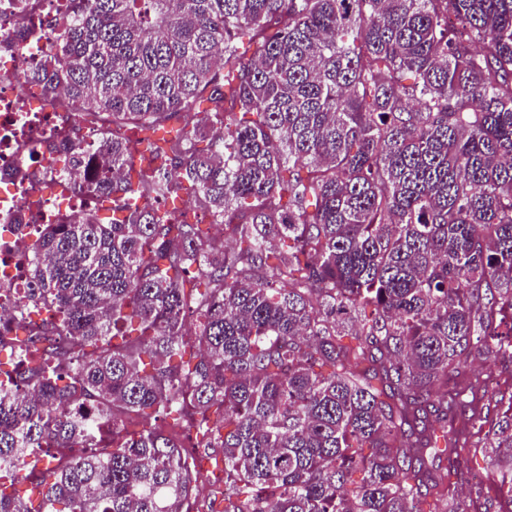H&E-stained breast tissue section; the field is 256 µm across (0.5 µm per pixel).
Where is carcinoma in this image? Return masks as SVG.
Listing matches in <instances>:
<instances>
[{
	"label": "carcinoma",
	"mask_w": 512,
	"mask_h": 512,
	"mask_svg": "<svg viewBox=\"0 0 512 512\" xmlns=\"http://www.w3.org/2000/svg\"><path fill=\"white\" fill-rule=\"evenodd\" d=\"M70 2L27 80L110 125L56 147L90 176L30 246L54 317L0 334V512H190L188 420L208 512H458L435 461L482 421L436 388L512 360V0ZM484 448L512 497V413Z\"/></svg>",
	"instance_id": "cac0c4a2"
}]
</instances>
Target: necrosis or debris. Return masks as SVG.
Returning a JSON list of instances; mask_svg holds the SVG:
<instances>
[{
    "mask_svg": "<svg viewBox=\"0 0 512 512\" xmlns=\"http://www.w3.org/2000/svg\"><path fill=\"white\" fill-rule=\"evenodd\" d=\"M67 8L66 0H37L44 23L31 36L17 25L10 0H0V33L11 46L0 52V285L11 290L10 297L0 296V311L12 316L25 288L24 255L35 231L82 206L76 177L63 173L49 150L61 134L79 129V116L64 111L59 99L32 108L25 81L29 69L54 54L57 20Z\"/></svg>",
    "mask_w": 512,
    "mask_h": 512,
    "instance_id": "1",
    "label": "necrosis or debris"
}]
</instances>
